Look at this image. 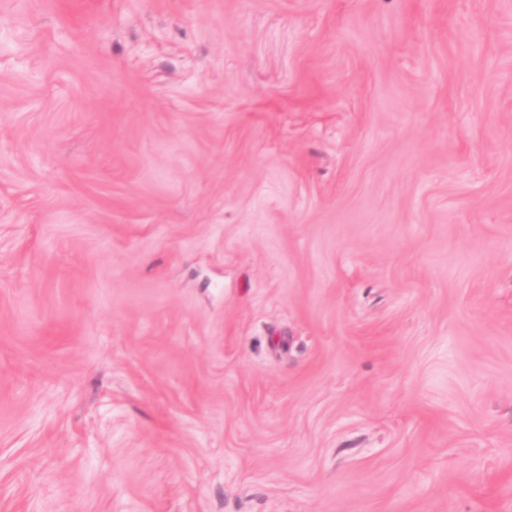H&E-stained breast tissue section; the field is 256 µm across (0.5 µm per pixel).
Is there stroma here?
<instances>
[{
  "instance_id": "35a3bbf8",
  "label": "stroma",
  "mask_w": 512,
  "mask_h": 512,
  "mask_svg": "<svg viewBox=\"0 0 512 512\" xmlns=\"http://www.w3.org/2000/svg\"><path fill=\"white\" fill-rule=\"evenodd\" d=\"M0 512H512V0H0Z\"/></svg>"
}]
</instances>
